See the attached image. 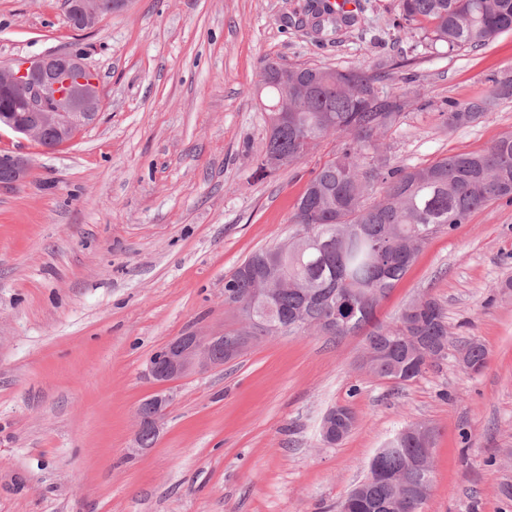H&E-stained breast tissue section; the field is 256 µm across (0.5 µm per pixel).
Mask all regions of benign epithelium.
<instances>
[{"instance_id":"benign-epithelium-1","label":"benign epithelium","mask_w":512,"mask_h":512,"mask_svg":"<svg viewBox=\"0 0 512 512\" xmlns=\"http://www.w3.org/2000/svg\"><path fill=\"white\" fill-rule=\"evenodd\" d=\"M127 0H111L104 7L103 0H74L73 9L82 30L94 27L107 14L125 8ZM90 69L81 59L67 54H47L16 67H0V86L8 88L13 97L31 104L28 120L19 125L10 114H0V126L15 133L42 138L48 126L60 134L58 147L69 142L76 132L92 124L99 109L98 83L88 78ZM28 161L14 155L0 156V184L20 186L26 179ZM249 337L237 336L224 340V333L200 334L189 332L164 344L148 360L145 375L158 390L144 404L150 409L148 417L138 416L137 429L149 428L157 432L159 421L165 416L172 396L165 386L192 372H204L220 367L240 355ZM422 445L413 459L424 478L418 485H408L397 476L390 481L423 503L430 489L429 462L432 454V436L415 428L407 431Z\"/></svg>"}]
</instances>
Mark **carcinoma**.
<instances>
[{"label": "carcinoma", "mask_w": 512, "mask_h": 512, "mask_svg": "<svg viewBox=\"0 0 512 512\" xmlns=\"http://www.w3.org/2000/svg\"><path fill=\"white\" fill-rule=\"evenodd\" d=\"M402 32L408 40L422 36L430 48L448 52L482 47L512 31V0H397ZM305 24L318 32L325 25L352 26L353 14L339 13L329 0H309ZM386 62L374 59L348 69L284 67L266 60L258 87L268 131L258 169L273 173L274 160L292 166L321 141L334 137L335 157L324 163L299 197L292 223L301 230L288 241L253 252L224 280V304L235 306L255 295L267 281L279 282L273 304L288 332L300 312L323 320L331 310L351 313L320 330L336 336L362 332L375 351L369 371L382 379L411 381L426 364L416 352L443 346L448 335L442 306L427 300L429 312L401 313L397 321H379L376 308L409 270L434 233L464 223L492 201L512 203V132L481 151L450 154L422 167H396L378 137L394 128L409 105L408 93L391 94L381 86ZM512 97V76L491 79L489 92L475 100L446 101L441 108L453 128L476 123L499 101ZM368 296L372 304L361 305ZM471 369L480 370L484 346L471 340ZM417 444L403 437L384 453L381 468L405 471ZM350 512H420L412 504L394 508L393 488L379 480L350 492Z\"/></svg>", "instance_id": "obj_1"}]
</instances>
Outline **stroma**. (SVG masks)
<instances>
[{"label": "stroma", "instance_id": "35a3bbf8", "mask_svg": "<svg viewBox=\"0 0 512 512\" xmlns=\"http://www.w3.org/2000/svg\"><path fill=\"white\" fill-rule=\"evenodd\" d=\"M308 0H131L92 29L64 0H0V66L58 51L99 77L96 121L48 149L0 131L26 157L0 186V512H336L400 430H435L422 512H512V204L495 201L421 247L377 308L393 322L421 297L448 325L445 353L416 379L374 377L362 333L252 337L234 360L169 385L152 448L132 452L136 411L155 390L150 356L176 336L232 332L224 280L288 240L298 198L332 158L327 139L297 164L257 171L265 59L349 67L383 58L384 91L412 103L381 142L393 165L478 151L512 131V98L448 128L440 106L512 75V32L446 53L401 40L395 0H354L359 24L297 27ZM484 345L476 373L465 341ZM347 406L355 426L325 444Z\"/></svg>", "mask_w": 512, "mask_h": 512}]
</instances>
